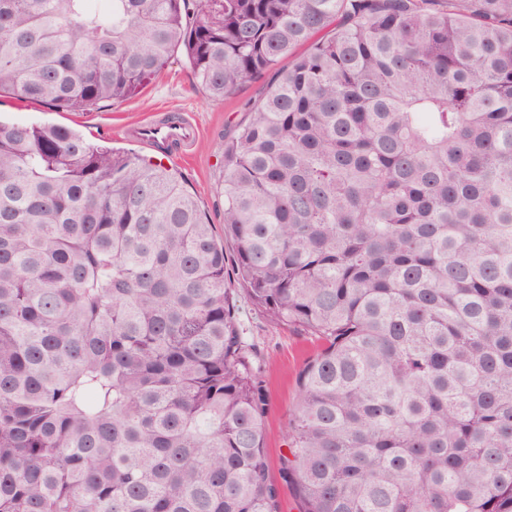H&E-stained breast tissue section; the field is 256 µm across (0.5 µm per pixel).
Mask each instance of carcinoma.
Wrapping results in <instances>:
<instances>
[{
    "mask_svg": "<svg viewBox=\"0 0 512 512\" xmlns=\"http://www.w3.org/2000/svg\"><path fill=\"white\" fill-rule=\"evenodd\" d=\"M178 51L214 101L274 72L220 194L251 303L325 343L305 512H512V0H0V97ZM227 276L181 174L0 123V512H279Z\"/></svg>",
    "mask_w": 512,
    "mask_h": 512,
    "instance_id": "1",
    "label": "carcinoma"
}]
</instances>
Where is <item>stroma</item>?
<instances>
[{"label":"stroma","instance_id":"obj_1","mask_svg":"<svg viewBox=\"0 0 512 512\" xmlns=\"http://www.w3.org/2000/svg\"><path fill=\"white\" fill-rule=\"evenodd\" d=\"M266 78L243 87L234 95L214 101L198 88L182 57H175L159 77L140 95L128 101L99 104L84 112H55L40 104L0 97V120L7 123H57L82 131L102 147L130 151L144 157L155 151L128 136L127 126L161 113L192 114L201 130L190 150L173 149L166 166L186 179L216 234L224 232V203L219 194L224 176V135L246 121ZM237 319L250 360L262 367L261 378L268 390L270 406L264 420L263 443L272 479H279V458L285 453L288 418L297 403L296 378L305 363L321 348L307 331L272 323L256 309L240 288H233Z\"/></svg>","mask_w":512,"mask_h":512}]
</instances>
